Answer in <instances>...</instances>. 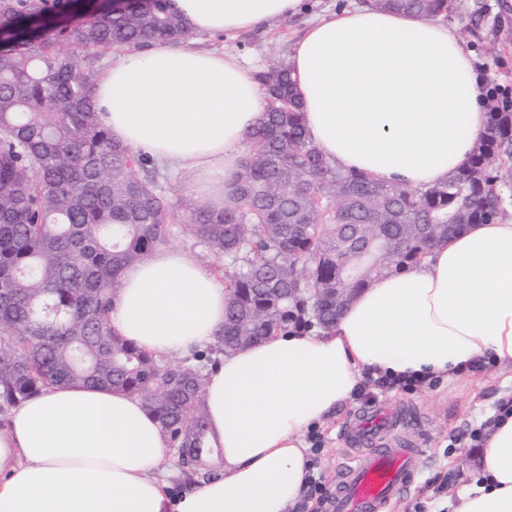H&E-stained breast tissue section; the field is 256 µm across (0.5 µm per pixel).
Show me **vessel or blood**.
Masks as SVG:
<instances>
[{
    "instance_id": "vessel-or-blood-1",
    "label": "vessel or blood",
    "mask_w": 512,
    "mask_h": 512,
    "mask_svg": "<svg viewBox=\"0 0 512 512\" xmlns=\"http://www.w3.org/2000/svg\"><path fill=\"white\" fill-rule=\"evenodd\" d=\"M400 425L398 413L384 409L359 417L347 438L360 451L338 475L325 512H386L410 488L423 452Z\"/></svg>"
}]
</instances>
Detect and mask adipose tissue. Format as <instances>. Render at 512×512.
Segmentation results:
<instances>
[{
  "label": "adipose tissue",
  "mask_w": 512,
  "mask_h": 512,
  "mask_svg": "<svg viewBox=\"0 0 512 512\" xmlns=\"http://www.w3.org/2000/svg\"><path fill=\"white\" fill-rule=\"evenodd\" d=\"M194 33H239L295 15L301 0H172ZM309 138L345 171L424 188L465 169L487 120L483 79L455 27L355 6L311 22L288 60ZM94 100L112 137L223 207L266 101L231 54L156 43L117 58ZM110 313L138 347L175 355L212 342L224 287L191 254L160 249L129 266ZM512 370V219L472 224L425 260L374 277L321 334H276L220 357L204 399L221 476L172 496L168 443L143 403L55 386L0 424V512H288L309 461L303 434L365 379L453 383L488 363ZM456 512H512V414L494 416L479 476Z\"/></svg>",
  "instance_id": "1"
}]
</instances>
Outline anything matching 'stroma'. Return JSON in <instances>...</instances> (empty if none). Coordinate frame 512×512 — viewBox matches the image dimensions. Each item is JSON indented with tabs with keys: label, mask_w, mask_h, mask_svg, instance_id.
I'll use <instances>...</instances> for the list:
<instances>
[{
	"label": "stroma",
	"mask_w": 512,
	"mask_h": 512,
	"mask_svg": "<svg viewBox=\"0 0 512 512\" xmlns=\"http://www.w3.org/2000/svg\"><path fill=\"white\" fill-rule=\"evenodd\" d=\"M351 2L304 0L297 15L262 23L251 32L215 36L193 33L188 40L201 49L238 55L261 71L288 59L293 41L311 20ZM456 2L459 9L447 17V24L457 28L469 44L488 86L500 88L512 99V9L506 8V0ZM477 3L485 6L486 13L474 24L470 12ZM159 172L158 191L174 214L168 247L188 251L204 268H211L212 256L181 229L199 204L186 192L191 172H174L164 165ZM378 401L404 413L406 432L424 442L420 473L389 512H454L455 502L449 493L477 478L478 453L488 435L486 417L493 409L512 402V373L491 363L464 380L451 384L437 381L411 393L391 390L379 394ZM363 406V400H352L317 428L323 444L310 459L314 474L320 475L325 485L336 479L345 446L344 430Z\"/></svg>",
	"instance_id": "stroma-1"
}]
</instances>
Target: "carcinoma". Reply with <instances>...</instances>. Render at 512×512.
Here are the masks:
<instances>
[{
  "label": "carcinoma",
  "instance_id": "cac0c4a2",
  "mask_svg": "<svg viewBox=\"0 0 512 512\" xmlns=\"http://www.w3.org/2000/svg\"><path fill=\"white\" fill-rule=\"evenodd\" d=\"M428 19L454 0H365ZM75 0H0V416L58 385L118 389L143 401L195 482L215 470L203 375L164 364L119 335L108 315L123 271L165 244L172 214L155 163L115 141L92 93L102 56L189 30L170 0H123L54 26ZM84 51L74 61L70 48ZM266 118L220 210L197 207L182 225L224 281L219 350L277 333L323 331L377 275L421 263L468 224L506 214L512 112L495 98L469 166L425 190L343 171L305 132L280 63L257 74ZM142 171L138 175L135 170Z\"/></svg>",
  "mask_w": 512,
  "mask_h": 512
}]
</instances>
